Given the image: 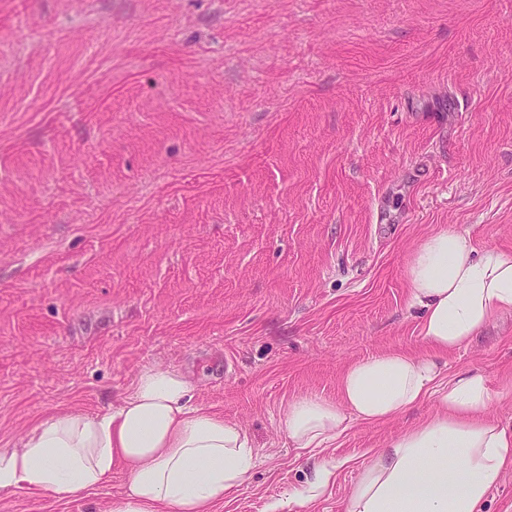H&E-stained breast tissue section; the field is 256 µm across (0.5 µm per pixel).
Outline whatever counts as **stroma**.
<instances>
[{"instance_id": "stroma-1", "label": "stroma", "mask_w": 512, "mask_h": 512, "mask_svg": "<svg viewBox=\"0 0 512 512\" xmlns=\"http://www.w3.org/2000/svg\"><path fill=\"white\" fill-rule=\"evenodd\" d=\"M445 226L512 249V0H0V448L168 366L259 454L214 512H346L434 400L313 454L282 411L427 354L405 261ZM440 362L512 425L511 317ZM124 484L0 512H107ZM337 468L331 461H324L316 470L312 480L304 486L300 495L307 501H314L321 496L324 489L328 486Z\"/></svg>"}]
</instances>
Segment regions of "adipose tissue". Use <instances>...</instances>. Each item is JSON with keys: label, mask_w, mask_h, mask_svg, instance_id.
<instances>
[{"label": "adipose tissue", "mask_w": 512, "mask_h": 512, "mask_svg": "<svg viewBox=\"0 0 512 512\" xmlns=\"http://www.w3.org/2000/svg\"><path fill=\"white\" fill-rule=\"evenodd\" d=\"M405 280L433 356L385 351L354 361L340 374L338 399L292 400L282 428L292 447L313 452L352 422L384 424L435 398L424 420L371 449L347 512H478L512 472V426L489 416L492 395L481 376L442 380L435 357L512 314V249L478 251L442 228L412 249ZM194 390L180 370L151 367L116 409L41 422L0 448V491L68 496L121 473L113 512H212L247 479L257 455L238 423L192 406Z\"/></svg>", "instance_id": "1"}]
</instances>
